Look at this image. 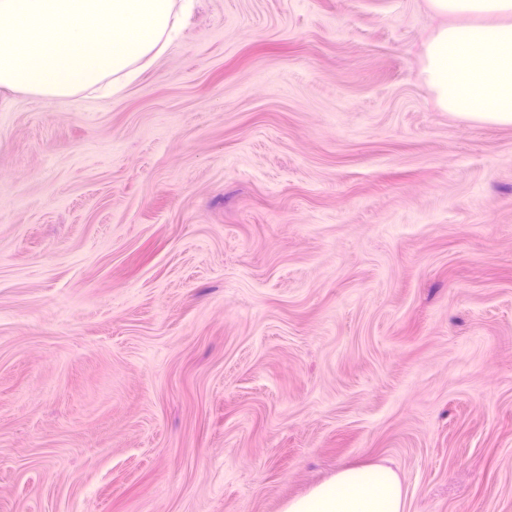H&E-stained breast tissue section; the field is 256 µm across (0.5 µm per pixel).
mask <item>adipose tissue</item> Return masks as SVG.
Here are the masks:
<instances>
[{"label": "adipose tissue", "mask_w": 512, "mask_h": 512, "mask_svg": "<svg viewBox=\"0 0 512 512\" xmlns=\"http://www.w3.org/2000/svg\"><path fill=\"white\" fill-rule=\"evenodd\" d=\"M283 512H408L398 475L381 465L337 470L327 482L288 501Z\"/></svg>", "instance_id": "ef3b65f1"}]
</instances>
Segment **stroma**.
<instances>
[{
	"label": "stroma",
	"instance_id": "stroma-1",
	"mask_svg": "<svg viewBox=\"0 0 512 512\" xmlns=\"http://www.w3.org/2000/svg\"><path fill=\"white\" fill-rule=\"evenodd\" d=\"M424 0H193L104 97L0 89V512H512V125ZM398 475L381 465L347 467L305 495L288 501L283 512H409Z\"/></svg>",
	"mask_w": 512,
	"mask_h": 512
}]
</instances>
